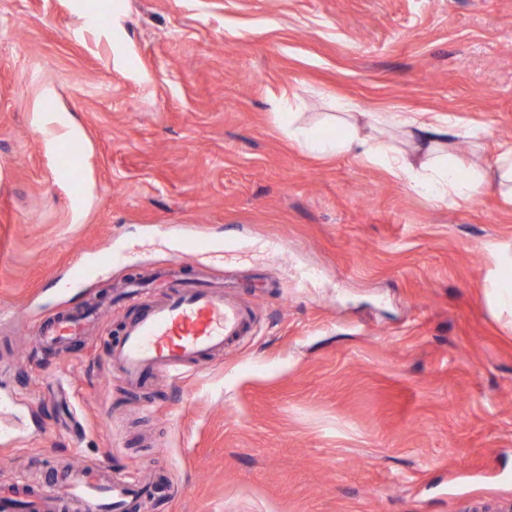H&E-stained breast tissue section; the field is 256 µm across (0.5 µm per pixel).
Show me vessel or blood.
I'll return each mask as SVG.
<instances>
[{"label": "vessel or blood", "instance_id": "vessel-or-blood-1", "mask_svg": "<svg viewBox=\"0 0 512 512\" xmlns=\"http://www.w3.org/2000/svg\"><path fill=\"white\" fill-rule=\"evenodd\" d=\"M250 311L223 292L179 288L149 303L131 319L123 336L108 341L105 360L130 392L162 377H176L202 358L223 353L225 346L251 330ZM83 329L80 317L65 314L42 328L47 343L61 345ZM140 493L112 480L107 467L67 470L61 484L33 488L22 483L0 488V512H15L17 501L29 512H45L62 500L74 512H137Z\"/></svg>", "mask_w": 512, "mask_h": 512}]
</instances>
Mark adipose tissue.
Here are the masks:
<instances>
[{"label":"adipose tissue","mask_w":512,"mask_h":512,"mask_svg":"<svg viewBox=\"0 0 512 512\" xmlns=\"http://www.w3.org/2000/svg\"><path fill=\"white\" fill-rule=\"evenodd\" d=\"M304 101L297 96L278 110L288 136L314 155H350L382 167L412 191L439 202L468 205L489 192L512 204V142H503L491 161L478 165L451 153L464 139L481 147L487 130L464 125L450 116L421 112H367L352 99L339 97L322 121L302 119Z\"/></svg>","instance_id":"ef3b65f1"}]
</instances>
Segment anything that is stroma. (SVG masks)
Instances as JSON below:
<instances>
[{
    "instance_id": "stroma-1",
    "label": "stroma",
    "mask_w": 512,
    "mask_h": 512,
    "mask_svg": "<svg viewBox=\"0 0 512 512\" xmlns=\"http://www.w3.org/2000/svg\"><path fill=\"white\" fill-rule=\"evenodd\" d=\"M295 93L307 122L341 96L481 124L493 158L512 0H0V485L104 462L161 466L143 512H512V205L308 155ZM225 284L250 335L131 394L107 337ZM88 307L92 336L39 345ZM492 291L498 306L512 316V259L500 261L493 270Z\"/></svg>"
}]
</instances>
